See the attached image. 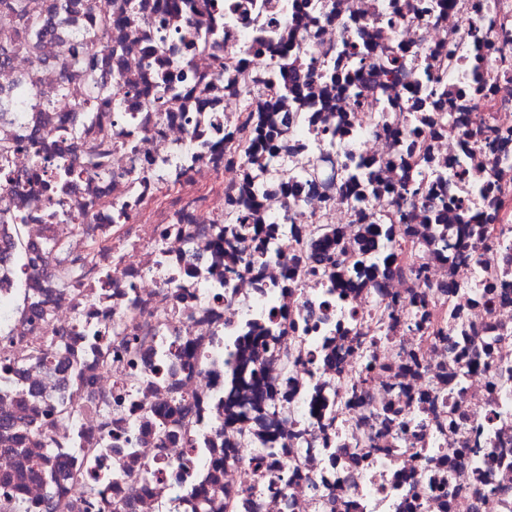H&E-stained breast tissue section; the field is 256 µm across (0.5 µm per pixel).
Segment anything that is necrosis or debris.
Returning a JSON list of instances; mask_svg holds the SVG:
<instances>
[{
	"label": "necrosis or debris",
	"instance_id": "4bbe7bcc",
	"mask_svg": "<svg viewBox=\"0 0 512 512\" xmlns=\"http://www.w3.org/2000/svg\"><path fill=\"white\" fill-rule=\"evenodd\" d=\"M165 2L90 0L41 62L0 65L20 183L0 191V512H200L198 488L208 512H512V0H196L183 26L217 31L219 52L180 42ZM77 34L88 66L67 71ZM292 58L307 70L287 92ZM24 84L53 110L23 109ZM272 122L276 152L255 163ZM99 142L55 196L39 149ZM414 180L423 193L399 195ZM242 214L258 238L234 241L228 270ZM19 216L20 262L3 250ZM401 220L377 281L336 288L305 259L324 234ZM441 223L459 250L427 245ZM253 323L290 349L258 365L288 397L228 425L252 395L230 355Z\"/></svg>",
	"mask_w": 512,
	"mask_h": 512
}]
</instances>
